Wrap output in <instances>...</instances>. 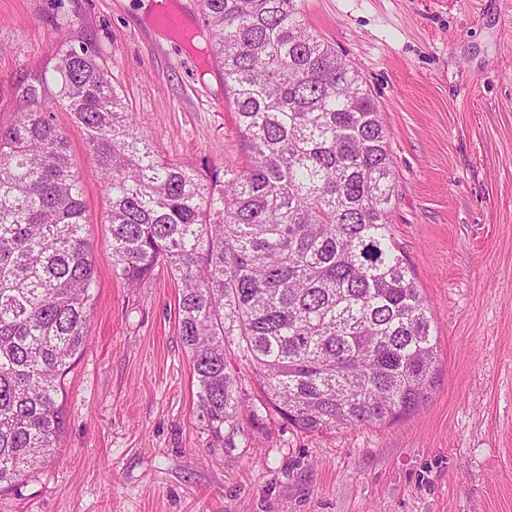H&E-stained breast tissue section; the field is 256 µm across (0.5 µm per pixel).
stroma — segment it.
Returning a JSON list of instances; mask_svg holds the SVG:
<instances>
[{
    "label": "stroma",
    "instance_id": "obj_1",
    "mask_svg": "<svg viewBox=\"0 0 512 512\" xmlns=\"http://www.w3.org/2000/svg\"><path fill=\"white\" fill-rule=\"evenodd\" d=\"M0 0V124L15 84L53 71L61 41L98 54L159 154L204 170L244 143L201 0ZM358 71L388 132L393 240L434 317L439 368L388 426L305 433L227 355L244 406L225 445L198 407L179 335L181 284L112 270L106 195L84 131L56 112L83 189L96 282L89 340L63 384L54 457L0 512H512V0H299Z\"/></svg>",
    "mask_w": 512,
    "mask_h": 512
}]
</instances>
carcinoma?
<instances>
[{
    "mask_svg": "<svg viewBox=\"0 0 512 512\" xmlns=\"http://www.w3.org/2000/svg\"><path fill=\"white\" fill-rule=\"evenodd\" d=\"M247 149L204 177L155 153L96 62L69 45L53 81L14 86L0 127V491L49 461L63 380L87 345L95 270L83 191L53 109L84 129L107 199L116 272L164 264L213 432L242 408L224 339L277 415L318 433L392 424L436 374L428 303L394 244L388 133L358 72L297 0H203Z\"/></svg>",
    "mask_w": 512,
    "mask_h": 512,
    "instance_id": "cac0c4a2",
    "label": "carcinoma"
}]
</instances>
